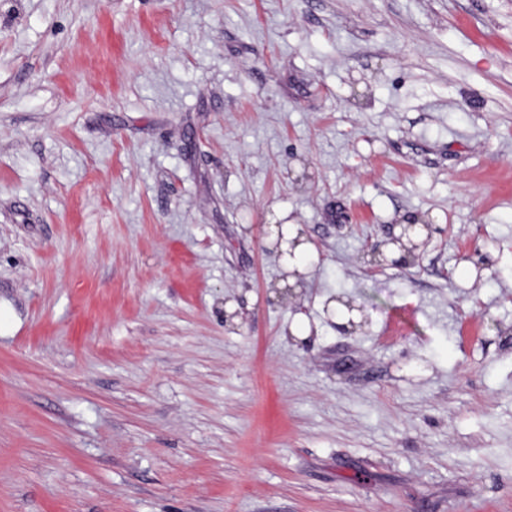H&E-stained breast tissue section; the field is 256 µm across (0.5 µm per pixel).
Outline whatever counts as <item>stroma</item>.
Instances as JSON below:
<instances>
[{
    "mask_svg": "<svg viewBox=\"0 0 512 512\" xmlns=\"http://www.w3.org/2000/svg\"><path fill=\"white\" fill-rule=\"evenodd\" d=\"M0 512H512V0H0ZM286 218H287L286 213H280L277 210H275L273 212V214L268 216L269 225L266 229L267 233H268L267 239L273 243H276L278 241V231L280 230V232H282L283 238H282V234H280L279 238H280V240L281 239L282 240L280 241V244L277 243L279 245L280 250L283 251V253H284L282 256V252L281 251L279 252V255L282 256L281 263L283 264L284 268L288 272L289 271L292 272L293 270H296L297 273H299L302 277H304L308 274V270L303 265L301 258L305 253H307L311 250V245L309 242L306 241V237L303 234V228H302L301 224H295L292 221H285L281 224L278 223L279 221L285 220ZM277 226L278 227L281 226V227L278 229ZM297 239L299 240V243H298ZM295 240H297V241H295ZM293 241H295V243L292 244ZM291 244H292V246H291ZM295 245H296V247H295ZM294 247H295V249H294L295 254H294V252L290 251L289 255L292 258H295V255H296V260H291L287 253H288V250H290V248H294Z\"/></svg>",
    "mask_w": 512,
    "mask_h": 512,
    "instance_id": "stroma-1",
    "label": "stroma"
}]
</instances>
